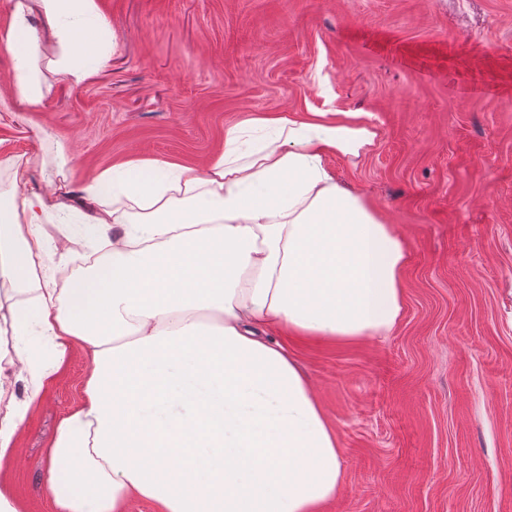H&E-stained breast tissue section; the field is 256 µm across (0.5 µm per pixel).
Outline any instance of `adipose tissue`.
Listing matches in <instances>:
<instances>
[{
    "instance_id": "obj_1",
    "label": "adipose tissue",
    "mask_w": 512,
    "mask_h": 512,
    "mask_svg": "<svg viewBox=\"0 0 512 512\" xmlns=\"http://www.w3.org/2000/svg\"><path fill=\"white\" fill-rule=\"evenodd\" d=\"M0 52L13 61L0 107L41 111V74L83 81L103 63L95 0H8ZM42 16L59 52L44 58ZM377 128L357 113L256 112L224 130L205 169L131 159L87 186L80 234L111 259L58 289L41 232L73 212L59 191L0 193V280L10 307L12 375L0 403V463L72 344L92 358L80 404L47 449L54 512H323L344 462L336 433L290 342L384 336L404 304L409 261L396 229L326 165L356 159Z\"/></svg>"
}]
</instances>
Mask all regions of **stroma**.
<instances>
[{
    "label": "stroma",
    "mask_w": 512,
    "mask_h": 512,
    "mask_svg": "<svg viewBox=\"0 0 512 512\" xmlns=\"http://www.w3.org/2000/svg\"><path fill=\"white\" fill-rule=\"evenodd\" d=\"M96 4L98 71L48 76L42 111L0 109V190L12 159L76 200L129 159L205 169L254 112L362 113L375 146L326 164L409 262L388 335L292 346L343 452L326 512H512V0ZM43 235L54 274L84 273L72 225ZM90 368L73 345L0 465L22 512H53L45 450Z\"/></svg>",
    "instance_id": "stroma-1"
}]
</instances>
